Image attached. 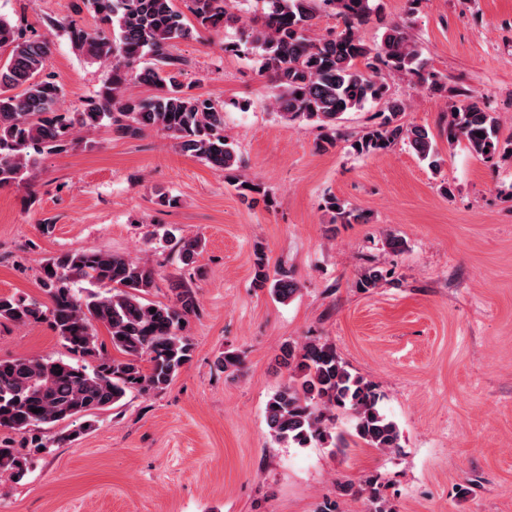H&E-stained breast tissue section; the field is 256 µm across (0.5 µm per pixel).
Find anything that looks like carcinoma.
Here are the masks:
<instances>
[{
	"label": "carcinoma",
	"instance_id": "1",
	"mask_svg": "<svg viewBox=\"0 0 512 512\" xmlns=\"http://www.w3.org/2000/svg\"><path fill=\"white\" fill-rule=\"evenodd\" d=\"M232 0H187L197 25L184 22L176 0H81L75 12L91 13L97 25L89 29L75 19L57 21L71 47L83 57L109 68L107 82L86 99L73 120L57 110L62 88L46 70L52 41L25 38L0 17V187L25 183L36 164L33 153L61 152L77 140V129L114 126L135 138L147 130H161L178 147L211 168L222 171L243 198L269 199L268 191L247 177L235 147L224 136V109L194 92L182 80L184 60L172 52L179 40L195 37L199 29L219 31L237 23L229 10ZM342 19V29L315 34L316 0H262L261 14L245 34V42L260 51L269 78L271 107L290 121L301 120L320 129L318 147L327 149L342 137L339 123L347 112L382 101L381 121L367 128L354 143L359 154L386 152L408 146L436 170L443 162L435 136L425 127L401 121L404 103L387 95L383 72L417 78L429 92L446 97V78L427 69L422 50L408 26L389 23L376 45L367 44L360 29L373 20L374 0H321ZM150 57L143 66L141 60ZM155 90L150 97L135 86ZM465 103L445 113L441 132L453 145L464 141L483 159L512 153V138L502 140L498 121L472 100L468 90H453ZM481 136H476V133ZM325 208L333 221L368 223L367 215L331 196ZM40 281L50 305L21 296L0 295V326H31L46 322L68 351L69 360L17 356L0 360V430L20 437L0 438V478H20L32 457L51 441L38 434L44 425L82 420L65 439L75 441L92 424L94 410L119 402L127 392L165 390L189 362L192 347L182 334L188 317L199 312L189 288H180L170 305L145 302L155 287V272L129 258L103 251L66 252L49 258ZM254 287L266 288L278 300L292 299L299 285L285 269L269 272L264 251L255 253ZM107 285L105 293L86 295L71 287L76 280ZM384 274L369 268L357 285L376 288ZM103 327L110 345L122 358L114 359L100 340ZM151 363L150 369L143 362ZM288 380L268 401L266 423L278 442L305 448L331 443L336 411L350 413L354 436L379 451L399 447L400 432L380 408L374 386L352 374L327 341L286 344L278 356ZM243 360L235 350L218 359L234 373ZM343 494L367 493L369 512H394L375 476L359 488L341 485Z\"/></svg>",
	"mask_w": 512,
	"mask_h": 512
}]
</instances>
